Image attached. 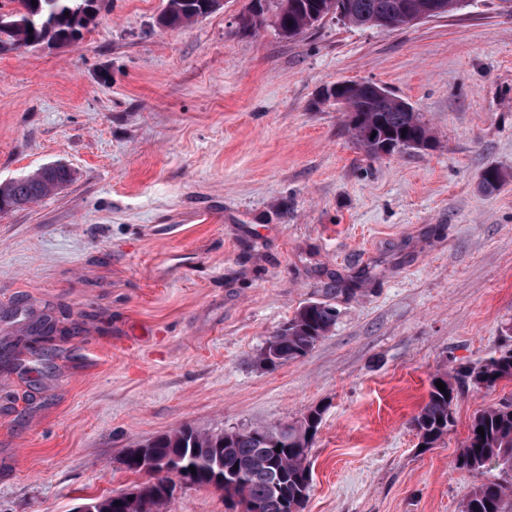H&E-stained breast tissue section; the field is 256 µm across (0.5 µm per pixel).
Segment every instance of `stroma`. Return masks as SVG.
Listing matches in <instances>:
<instances>
[{
  "mask_svg": "<svg viewBox=\"0 0 512 512\" xmlns=\"http://www.w3.org/2000/svg\"><path fill=\"white\" fill-rule=\"evenodd\" d=\"M250 0L182 28L166 0H102L80 40L0 53V181L61 162L64 188L0 215V512H72L133 490L127 448L321 412L303 512H460L471 389L432 448L411 425L437 373L512 326V14L500 0L386 30L328 16L243 33ZM409 102L434 148L367 158L326 86ZM489 167L507 181L478 187ZM311 300L335 328L260 366ZM55 339L35 351L32 318ZM161 512H226L176 484Z\"/></svg>",
  "mask_w": 512,
  "mask_h": 512,
  "instance_id": "35a3bbf8",
  "label": "stroma"
}]
</instances>
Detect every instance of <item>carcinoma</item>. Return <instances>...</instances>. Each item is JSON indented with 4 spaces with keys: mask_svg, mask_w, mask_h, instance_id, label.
<instances>
[{
    "mask_svg": "<svg viewBox=\"0 0 512 512\" xmlns=\"http://www.w3.org/2000/svg\"><path fill=\"white\" fill-rule=\"evenodd\" d=\"M9 27L1 30L0 53L39 45L72 43L96 20L99 0H8ZM430 0H257L258 9L243 23L254 30L272 18L279 35L295 39L332 15L353 27L380 28L384 21L401 14L403 4L414 10L427 8ZM215 11L211 0H167L160 23L181 27ZM324 99L348 108L346 129L367 157L377 159L388 144L402 150L429 149L434 137L431 128L405 100L383 96L370 81L341 84ZM73 172L62 164L43 166L22 178L0 182V213L33 204L72 180ZM505 177L497 168L480 175V187L495 190ZM336 307L326 302L301 306L286 326L270 336L261 347L258 363L274 369L306 356L336 326ZM446 385L445 391L436 386ZM503 380H512V347L500 350L474 365L453 373L435 375L427 402L413 417V425L426 448L434 445L455 425L453 406L464 387L491 389ZM321 421L319 410H311L300 420L274 427L246 431L205 433L184 426L146 441L151 467L144 468L139 449L125 452L124 464L150 480L136 491L94 498L96 512H156L165 503L160 493L172 476L181 475L196 487L224 491L230 507L246 512H302L312 482L308 449ZM485 436H480L478 427ZM512 471V399L479 412L458 450L455 465L480 471L490 464ZM194 470H189V467ZM512 488L498 481L483 482L470 491L460 512H512Z\"/></svg>",
    "mask_w": 512,
    "mask_h": 512,
    "instance_id": "obj_1",
    "label": "carcinoma"
}]
</instances>
